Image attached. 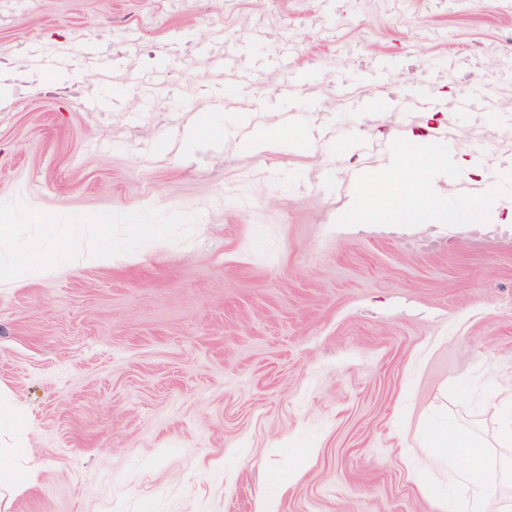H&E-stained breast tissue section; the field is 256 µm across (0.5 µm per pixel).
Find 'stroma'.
I'll use <instances>...</instances> for the list:
<instances>
[{
	"mask_svg": "<svg viewBox=\"0 0 512 512\" xmlns=\"http://www.w3.org/2000/svg\"><path fill=\"white\" fill-rule=\"evenodd\" d=\"M245 45L254 83L207 111L221 77L198 64ZM115 82L172 60L150 111L137 92L87 112L38 86L27 49L80 61L86 41ZM318 147L240 148L231 113L282 125L285 42ZM395 60L382 82L366 71ZM453 59L452 75L425 67ZM485 68L497 115L361 112L338 92L403 94L420 72L454 100ZM0 219L43 270L0 283V453L16 472L0 512H437L448 492L434 427L495 445L492 389H512V223L464 224V193L501 174L512 135V6L505 0H0ZM432 125L480 177L449 184L414 222L348 224L349 178L383 170V145ZM109 219L103 260L72 246ZM430 236L446 248L418 250Z\"/></svg>",
	"mask_w": 512,
	"mask_h": 512,
	"instance_id": "stroma-1",
	"label": "stroma"
}]
</instances>
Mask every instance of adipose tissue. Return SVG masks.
<instances>
[{
    "mask_svg": "<svg viewBox=\"0 0 512 512\" xmlns=\"http://www.w3.org/2000/svg\"><path fill=\"white\" fill-rule=\"evenodd\" d=\"M445 163L439 152L417 149L415 137H407L401 164L362 186L360 203L347 214V223H370L380 216L418 218L425 210L442 209L446 199L433 177ZM453 484L451 495L438 498L439 512H512V498L503 494L502 478L486 467L481 449H473L469 463L455 470Z\"/></svg>",
    "mask_w": 512,
    "mask_h": 512,
    "instance_id": "obj_1",
    "label": "adipose tissue"
}]
</instances>
